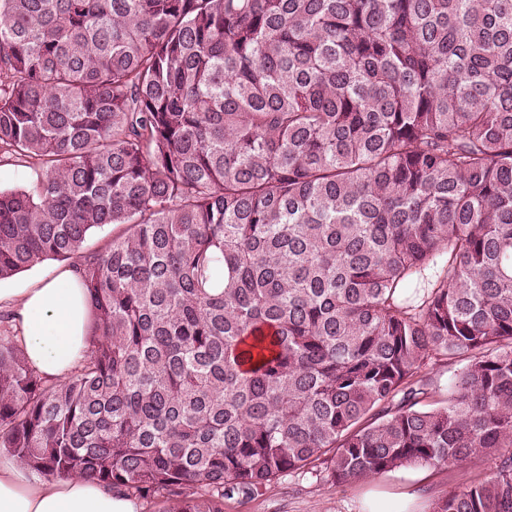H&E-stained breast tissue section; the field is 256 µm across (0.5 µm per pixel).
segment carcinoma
<instances>
[{"label": "carcinoma", "instance_id": "obj_1", "mask_svg": "<svg viewBox=\"0 0 512 512\" xmlns=\"http://www.w3.org/2000/svg\"><path fill=\"white\" fill-rule=\"evenodd\" d=\"M1 155L0 280L91 302L64 383L0 334L33 473L224 512L486 456L431 512H512V0H0ZM39 170L28 162L2 155L0 189H25L38 179Z\"/></svg>", "mask_w": 512, "mask_h": 512}]
</instances>
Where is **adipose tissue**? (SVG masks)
Listing matches in <instances>:
<instances>
[{
	"mask_svg": "<svg viewBox=\"0 0 512 512\" xmlns=\"http://www.w3.org/2000/svg\"><path fill=\"white\" fill-rule=\"evenodd\" d=\"M30 365L56 382L67 380L88 348L90 306L79 276L64 267L39 279L12 314ZM144 503L98 483L70 477L48 481L31 475L0 452V512H144Z\"/></svg>",
	"mask_w": 512,
	"mask_h": 512,
	"instance_id": "ef3b65f1",
	"label": "adipose tissue"
}]
</instances>
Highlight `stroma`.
I'll return each instance as SVG.
<instances>
[{
	"label": "stroma",
	"instance_id": "obj_1",
	"mask_svg": "<svg viewBox=\"0 0 512 512\" xmlns=\"http://www.w3.org/2000/svg\"><path fill=\"white\" fill-rule=\"evenodd\" d=\"M490 472V460L476 457L461 467L411 465L345 485L333 482L326 472L305 468L277 477L261 495L225 498L224 512H357L358 500L372 490L387 492L386 512H402L404 503L397 493L405 484L418 485L432 503Z\"/></svg>",
	"mask_w": 512,
	"mask_h": 512
}]
</instances>
